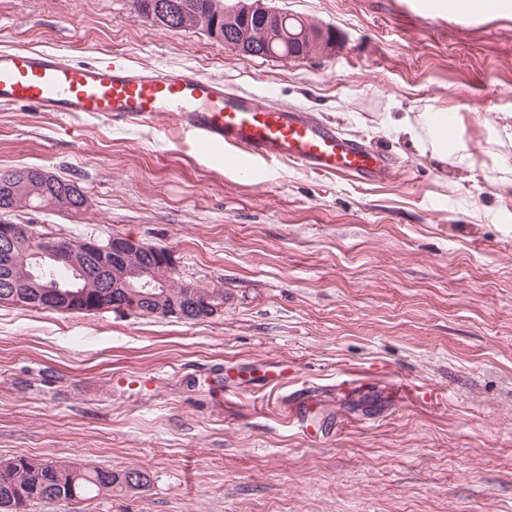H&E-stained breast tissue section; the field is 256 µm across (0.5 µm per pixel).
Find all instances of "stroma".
<instances>
[{"label":"stroma","instance_id":"35a3bbf8","mask_svg":"<svg viewBox=\"0 0 512 512\" xmlns=\"http://www.w3.org/2000/svg\"><path fill=\"white\" fill-rule=\"evenodd\" d=\"M265 0L338 42L304 60L171 31L130 0H0V50L191 69L387 154L370 183L212 164L171 117L0 105V167L78 181L65 236L129 235L224 291L195 321L0 304V460L88 463L140 491L29 512H512V0ZM457 113L470 162L389 130ZM288 363L287 383L265 366Z\"/></svg>","mask_w":512,"mask_h":512}]
</instances>
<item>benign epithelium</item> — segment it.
<instances>
[{
	"instance_id": "1",
	"label": "benign epithelium",
	"mask_w": 512,
	"mask_h": 512,
	"mask_svg": "<svg viewBox=\"0 0 512 512\" xmlns=\"http://www.w3.org/2000/svg\"><path fill=\"white\" fill-rule=\"evenodd\" d=\"M260 19V26L253 28L250 19ZM224 19L237 24L229 36L227 45L234 51L247 56L265 58H287L296 55L292 50L285 53L279 43L288 40L302 45L316 43L317 54L331 53L336 47V39L326 38L325 29L302 26L298 34L290 32L288 21L297 16L265 7L261 0H236V3L224 7ZM32 243L31 249L23 254V260L37 258L42 268L52 275L57 270L70 271L73 279L64 290L50 293L43 301L58 311L95 313L111 311L118 303L95 304L86 297L88 265L79 258L84 257L101 271L103 277L113 279V283H104V287L113 286L127 292L130 301L143 300L154 305H163L172 278L178 273L174 255L165 247L147 245L129 235L113 236L108 240L94 238L79 242L53 232L39 224L17 222L9 215H0V255L9 259L17 257L20 238ZM118 251L132 259L120 269L112 270L108 259ZM30 302L28 293L15 289L14 282L5 281L0 287V303L25 306Z\"/></svg>"
}]
</instances>
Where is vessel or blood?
I'll use <instances>...</instances> for the list:
<instances>
[{
	"instance_id": "obj_1",
	"label": "vessel or blood",
	"mask_w": 512,
	"mask_h": 512,
	"mask_svg": "<svg viewBox=\"0 0 512 512\" xmlns=\"http://www.w3.org/2000/svg\"><path fill=\"white\" fill-rule=\"evenodd\" d=\"M0 104L33 105L63 116H118L125 123L173 117L214 163L246 172L255 162L285 161L321 175L385 181L394 169L384 155L343 138L306 112L225 90L192 70L120 62H75L64 54L0 50Z\"/></svg>"
}]
</instances>
